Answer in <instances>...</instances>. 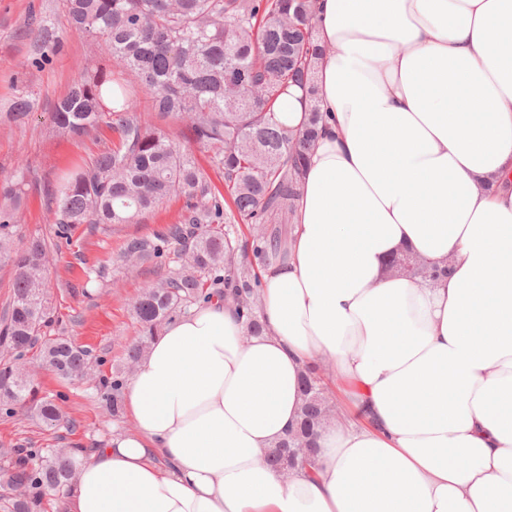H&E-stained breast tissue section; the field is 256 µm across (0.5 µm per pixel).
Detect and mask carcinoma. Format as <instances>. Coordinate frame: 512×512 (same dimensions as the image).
<instances>
[{
	"mask_svg": "<svg viewBox=\"0 0 512 512\" xmlns=\"http://www.w3.org/2000/svg\"><path fill=\"white\" fill-rule=\"evenodd\" d=\"M70 29L101 40L108 57L85 68L52 113L58 135L81 141L105 127L112 148L88 166L52 185L54 238L35 235L21 246L14 224L29 172L0 184V261L15 270L13 294L0 319V410L34 417L47 427L63 421L54 400L34 386L28 354L65 380L93 375L89 348L60 327L49 301L48 263L53 239H69L80 224H132L171 197H184L176 224L127 238L119 255L126 269L149 262L167 264L132 314L137 337L126 346L127 367L98 380L100 399L122 414L127 369L150 340L175 317L217 295L230 298L252 334L263 323L255 311L260 280L238 259V242L227 224L242 223L251 234L254 261L269 258L281 244L275 221L293 217L301 175L322 120L317 100V44L313 0H62ZM40 54L47 60L59 40L39 29ZM297 83L314 98L308 126L283 127L271 108L284 87ZM153 95L154 109L179 120L185 146L137 115L135 86ZM36 98L19 92L7 118L23 124ZM209 154L211 169L224 178L227 194L214 191L192 146ZM300 420L268 454L272 467L288 468V449L298 457L316 451L317 428L331 399L317 368L301 377ZM85 448H51L46 453L17 447L0 453V501L5 512H48L51 494L76 478L72 456Z\"/></svg>",
	"mask_w": 512,
	"mask_h": 512,
	"instance_id": "cac0c4a2",
	"label": "carcinoma"
}]
</instances>
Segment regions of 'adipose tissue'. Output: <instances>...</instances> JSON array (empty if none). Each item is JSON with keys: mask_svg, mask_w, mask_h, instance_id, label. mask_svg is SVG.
Segmentation results:
<instances>
[{"mask_svg": "<svg viewBox=\"0 0 512 512\" xmlns=\"http://www.w3.org/2000/svg\"><path fill=\"white\" fill-rule=\"evenodd\" d=\"M316 148L262 335L215 299L126 382L133 429L77 456L64 512H512V0H316ZM273 110L309 121L289 86ZM409 250L448 276L390 273ZM344 407L311 465L268 452L299 377Z\"/></svg>", "mask_w": 512, "mask_h": 512, "instance_id": "1", "label": "adipose tissue"}]
</instances>
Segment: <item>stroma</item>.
I'll use <instances>...</instances> for the list:
<instances>
[{"label":"stroma","mask_w":512,"mask_h":512,"mask_svg":"<svg viewBox=\"0 0 512 512\" xmlns=\"http://www.w3.org/2000/svg\"><path fill=\"white\" fill-rule=\"evenodd\" d=\"M37 18L59 37L62 48L47 65L32 64L38 49L27 22ZM102 41L69 32L61 0H0V180L27 168L37 178L24 197L15 237L25 242L54 227L52 205L45 193L72 165H88L112 146V134L101 130L80 142L57 137L51 112L69 91L82 67L106 58ZM28 85L39 105L25 124L8 121L6 113L20 85ZM184 206L173 198L159 204L133 224L96 228L77 226L70 241H59L50 258L51 301L63 327L77 343L91 349L103 371L124 360L122 346L135 336L132 306L145 284L157 280L161 269L147 265L134 273L122 269L118 257L131 235H149L175 223ZM94 277H86V270ZM36 380L43 392L57 396L63 423L47 429L38 422L0 412V447L20 443L28 448H57L80 444L97 447L113 428L130 429L131 420L115 423L94 383H68L45 371Z\"/></svg>","instance_id":"35a3bbf8"}]
</instances>
